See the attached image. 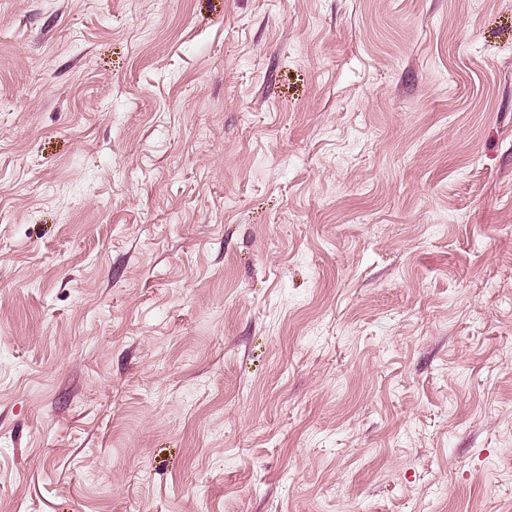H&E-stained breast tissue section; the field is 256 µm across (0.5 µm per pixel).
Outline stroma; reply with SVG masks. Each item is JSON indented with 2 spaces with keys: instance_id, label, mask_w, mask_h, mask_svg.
Masks as SVG:
<instances>
[{
  "instance_id": "35a3bbf8",
  "label": "stroma",
  "mask_w": 512,
  "mask_h": 512,
  "mask_svg": "<svg viewBox=\"0 0 512 512\" xmlns=\"http://www.w3.org/2000/svg\"><path fill=\"white\" fill-rule=\"evenodd\" d=\"M0 512H512V0H0Z\"/></svg>"
}]
</instances>
